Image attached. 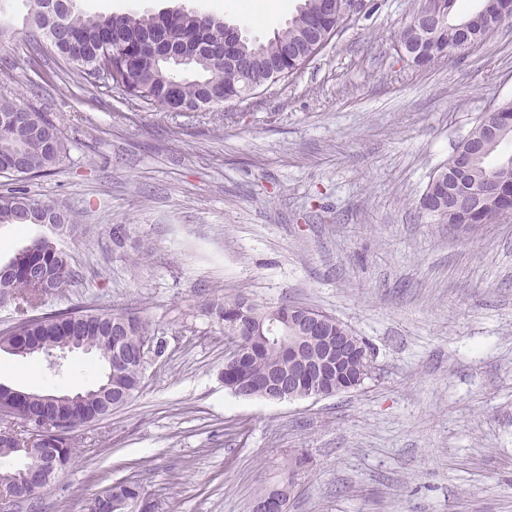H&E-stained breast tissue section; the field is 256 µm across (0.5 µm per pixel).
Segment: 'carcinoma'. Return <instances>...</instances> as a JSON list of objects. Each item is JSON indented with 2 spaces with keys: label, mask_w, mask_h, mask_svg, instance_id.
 Here are the masks:
<instances>
[{
  "label": "carcinoma",
  "mask_w": 512,
  "mask_h": 512,
  "mask_svg": "<svg viewBox=\"0 0 512 512\" xmlns=\"http://www.w3.org/2000/svg\"><path fill=\"white\" fill-rule=\"evenodd\" d=\"M28 26L41 36L65 68L91 86L104 85L125 99L158 105L175 112L224 104L226 98L246 94L251 86L269 82L270 66L285 67L293 74L311 59L309 44L314 29L335 36L340 17L321 10L319 0H303L288 25L264 42L241 38L236 52L251 60L252 68L238 74L224 63V20L198 11L170 13L91 14L77 9L76 0H30ZM496 31L495 21L479 17L453 23L444 19L437 38L428 48L429 61L484 43ZM164 42L181 51L180 57H144L145 48ZM65 153V141L56 123L10 98L0 97V173L16 168L13 176L35 178L52 173ZM419 209L435 224H464L473 229L498 224L512 215V125L505 123L495 138L462 143L439 167L418 201ZM73 223L72 210L55 202L41 201L9 183L0 186V224ZM12 270L0 276V304L14 306V322L0 331V346L15 336H41L59 342L75 340L98 353L120 349L127 359L112 374L114 407L125 405L141 388L145 361L139 357L144 336L151 332L149 321L135 313L103 308H73L50 313L38 312L43 286L56 291L73 278L69 256L54 239L39 237L11 259ZM41 270L44 283L29 277V270ZM224 325V335L235 336L250 347L239 370L222 372L224 386L238 393L245 379L261 382L273 373L288 375L293 368L289 349L279 344L262 345L253 340L266 328L270 317L288 328V335L302 334L300 313L290 304L258 303L243 294L222 297L208 307ZM341 331L355 348L365 345L362 337L333 318L324 325L329 336ZM353 379L368 378L371 365L361 356L342 367ZM58 412H75L82 421L96 420L98 402L88 397L80 406L62 404ZM73 429L44 430L38 434L39 447L48 450L54 470L63 469L74 453ZM31 433L8 425L0 427V459L17 457L16 449L27 443ZM139 485H112V512H154L139 503Z\"/></svg>",
  "instance_id": "cac0c4a2"
}]
</instances>
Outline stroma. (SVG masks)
<instances>
[{"label": "stroma", "instance_id": "obj_1", "mask_svg": "<svg viewBox=\"0 0 512 512\" xmlns=\"http://www.w3.org/2000/svg\"><path fill=\"white\" fill-rule=\"evenodd\" d=\"M249 17L232 0H78L96 13L179 5L265 40L302 0ZM424 0H362L301 70L196 112L131 105L25 38L29 0H0V96L47 113L67 152L24 187L74 223L0 224V264L49 236L74 280L46 311L131 307L155 332L139 392L77 428L66 469L0 512H85L130 479L156 512H252L297 469L288 512H512V222L461 232L416 207L482 114L512 101V25L420 68L399 35ZM312 305L363 337L370 379L269 402L224 386L221 292ZM101 365L0 353V383L82 392Z\"/></svg>", "mask_w": 512, "mask_h": 512}]
</instances>
